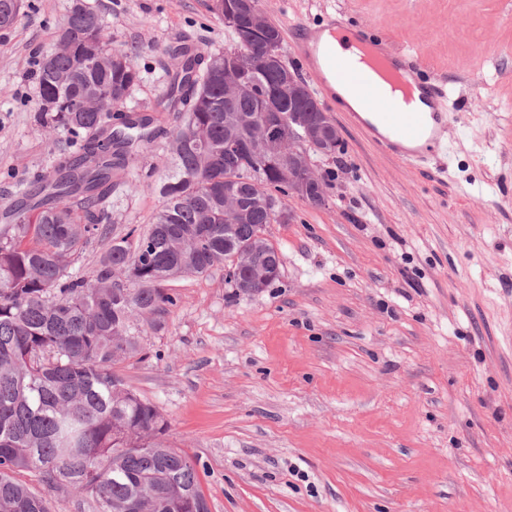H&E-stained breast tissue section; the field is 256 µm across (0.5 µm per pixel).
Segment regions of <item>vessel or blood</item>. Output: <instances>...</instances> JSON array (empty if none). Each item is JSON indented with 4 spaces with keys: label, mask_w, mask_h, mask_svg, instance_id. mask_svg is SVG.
Wrapping results in <instances>:
<instances>
[{
    "label": "vessel or blood",
    "mask_w": 512,
    "mask_h": 512,
    "mask_svg": "<svg viewBox=\"0 0 512 512\" xmlns=\"http://www.w3.org/2000/svg\"><path fill=\"white\" fill-rule=\"evenodd\" d=\"M293 51L330 111L345 110L336 88L356 92L360 109L348 112L349 118L379 149L420 163L441 146L454 111L446 104L445 85L425 75L413 54L334 14L318 26H300ZM414 101L421 109H411Z\"/></svg>",
    "instance_id": "1"
}]
</instances>
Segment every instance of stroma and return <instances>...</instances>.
I'll list each match as a JSON object with an SVG mask.
<instances>
[{"instance_id":"1","label":"stroma","mask_w":512,"mask_h":512,"mask_svg":"<svg viewBox=\"0 0 512 512\" xmlns=\"http://www.w3.org/2000/svg\"><path fill=\"white\" fill-rule=\"evenodd\" d=\"M113 47L134 52L153 105L172 53L210 54L230 34L215 0H84ZM72 0H22L0 30V211L19 183L52 176L63 131L34 121L33 60L54 53ZM290 42L325 13L415 51L459 116L408 166L343 119L313 154L327 203L288 199L271 224L279 278L247 295L224 267L167 286L161 329L117 365L196 463L209 512H512V0H260ZM137 189L113 194L94 267L162 203L165 141L139 151Z\"/></svg>"}]
</instances>
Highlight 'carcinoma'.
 I'll use <instances>...</instances> for the list:
<instances>
[{
	"mask_svg": "<svg viewBox=\"0 0 512 512\" xmlns=\"http://www.w3.org/2000/svg\"><path fill=\"white\" fill-rule=\"evenodd\" d=\"M254 13L228 26L232 43L217 54L195 50L168 70L155 110L179 125L151 127L127 109L141 81L133 53L105 40L88 6L69 10L52 68L35 73L41 103L35 122L68 134L52 179L19 190L12 223L0 225V512H51L47 496L15 474L34 471L52 491L84 495L94 512H208L190 457L163 444L158 408L130 390L114 366L141 352L134 320L174 304L164 284L228 264L237 288L263 289L279 277L277 248L265 237L288 208L280 165L260 153H231L227 142L250 133L247 120L278 84L265 47L281 31L253 0ZM21 0H0V29L12 27ZM248 51L239 74L246 91L224 94L226 53ZM171 140L170 173L150 228L112 239L99 263L71 271L89 239L106 233L108 200L133 185V148ZM234 186L228 213L224 184Z\"/></svg>",
	"mask_w": 512,
	"mask_h": 512,
	"instance_id": "1",
	"label": "carcinoma"
}]
</instances>
